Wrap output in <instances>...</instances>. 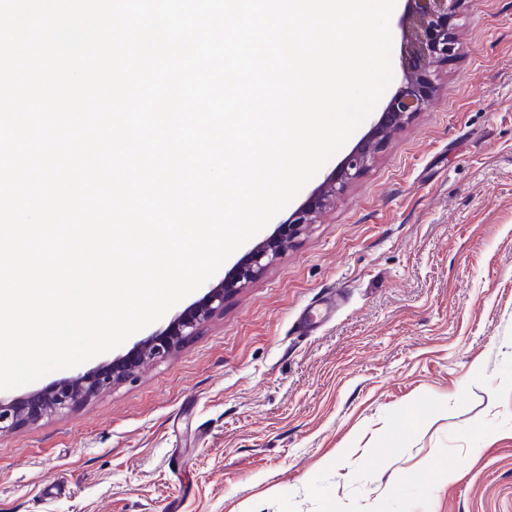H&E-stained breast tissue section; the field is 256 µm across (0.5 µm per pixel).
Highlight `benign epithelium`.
<instances>
[{
  "instance_id": "obj_1",
  "label": "benign epithelium",
  "mask_w": 512,
  "mask_h": 512,
  "mask_svg": "<svg viewBox=\"0 0 512 512\" xmlns=\"http://www.w3.org/2000/svg\"><path fill=\"white\" fill-rule=\"evenodd\" d=\"M464 2L405 0L398 22L404 46L400 87L382 109L363 143L292 213L275 235L250 249L231 277L209 287L199 302L137 343L125 356L22 399H0V434L47 414L70 412L79 403L126 380L141 364L170 356L186 339L197 335L204 323L224 313L225 297L264 274L279 259L285 243L299 238L315 215L372 164L384 146L387 133L425 108L434 92L433 67L455 55V42L448 26Z\"/></svg>"
}]
</instances>
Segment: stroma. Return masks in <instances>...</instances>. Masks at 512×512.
<instances>
[{"label": "stroma", "mask_w": 512, "mask_h": 512, "mask_svg": "<svg viewBox=\"0 0 512 512\" xmlns=\"http://www.w3.org/2000/svg\"><path fill=\"white\" fill-rule=\"evenodd\" d=\"M453 32L424 111L223 315L0 435V512H512V0Z\"/></svg>", "instance_id": "stroma-1"}]
</instances>
